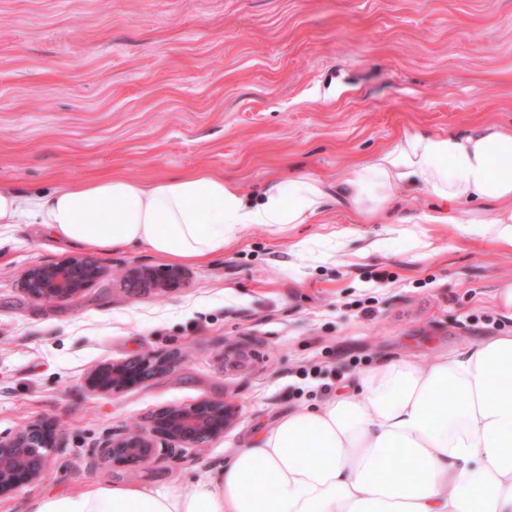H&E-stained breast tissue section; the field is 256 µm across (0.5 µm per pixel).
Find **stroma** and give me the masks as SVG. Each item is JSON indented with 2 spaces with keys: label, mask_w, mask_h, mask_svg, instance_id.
I'll list each match as a JSON object with an SVG mask.
<instances>
[{
  "label": "stroma",
  "mask_w": 512,
  "mask_h": 512,
  "mask_svg": "<svg viewBox=\"0 0 512 512\" xmlns=\"http://www.w3.org/2000/svg\"><path fill=\"white\" fill-rule=\"evenodd\" d=\"M512 129V0H0V185L49 190L118 174L199 168L242 188L342 174L405 133ZM407 225L322 217L187 266L185 287L141 294L118 271L164 267L144 247L92 252L102 274L72 304L35 302L31 266L82 255L40 224L0 229V433L59 421L64 447L38 482L0 498L31 512L46 495L99 484L170 486L216 473L288 410L357 373L512 332L500 300L512 252L430 224L436 202L403 191ZM424 229L419 249L407 229ZM175 360L141 387L88 395L105 363ZM234 399L223 437L129 477L90 467L107 436L157 410Z\"/></svg>",
  "instance_id": "obj_1"
}]
</instances>
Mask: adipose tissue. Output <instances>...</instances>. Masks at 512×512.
<instances>
[{
    "label": "adipose tissue",
    "mask_w": 512,
    "mask_h": 512,
    "mask_svg": "<svg viewBox=\"0 0 512 512\" xmlns=\"http://www.w3.org/2000/svg\"><path fill=\"white\" fill-rule=\"evenodd\" d=\"M469 204L463 223L512 251V130L408 133L342 181L359 213L392 206V190ZM321 180L297 176L257 199L199 170L151 182L120 176L29 194L0 186V227L46 225L96 251L144 246L202 264L256 224L321 215ZM34 512H512V335L394 359L358 374L314 407L282 415L212 476L179 489L97 484L47 495Z\"/></svg>",
    "instance_id": "obj_1"
}]
</instances>
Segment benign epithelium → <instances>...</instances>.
I'll use <instances>...</instances> for the list:
<instances>
[{
  "label": "benign epithelium",
  "mask_w": 512,
  "mask_h": 512,
  "mask_svg": "<svg viewBox=\"0 0 512 512\" xmlns=\"http://www.w3.org/2000/svg\"><path fill=\"white\" fill-rule=\"evenodd\" d=\"M98 277L99 269L91 259L70 257L29 268L21 278V289L35 301L74 302ZM124 277L134 280L144 292L168 293L187 282L185 270L179 267L137 266L126 270ZM165 363V357L147 354L125 363L105 364L88 374L85 389L90 394L119 396L162 372ZM239 413L238 404L228 399L166 407L141 428L107 437L90 465L107 464L135 473L161 455L184 457L224 436ZM61 448L62 428L55 420H39L12 433L0 434V498L38 480Z\"/></svg>",
  "instance_id": "7a95c632"
}]
</instances>
